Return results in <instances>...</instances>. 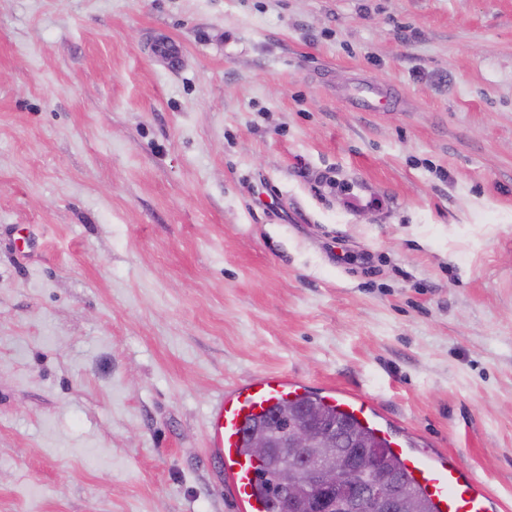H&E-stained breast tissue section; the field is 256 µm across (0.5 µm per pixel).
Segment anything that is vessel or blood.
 Listing matches in <instances>:
<instances>
[{
	"instance_id": "b4317fda",
	"label": "vessel or blood",
	"mask_w": 512,
	"mask_h": 512,
	"mask_svg": "<svg viewBox=\"0 0 512 512\" xmlns=\"http://www.w3.org/2000/svg\"><path fill=\"white\" fill-rule=\"evenodd\" d=\"M344 96L360 111L374 112L394 101L387 89L369 82L347 89ZM291 386L287 377L265 375L226 390L211 407L210 451L223 465L224 493L239 512H265L263 501L254 493L255 464L241 448L243 429L249 418L288 398ZM391 450L435 512H489L490 497L484 483L454 458L417 455L401 440L392 441Z\"/></svg>"
}]
</instances>
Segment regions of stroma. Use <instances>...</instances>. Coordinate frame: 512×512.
<instances>
[{
	"instance_id": "obj_1",
	"label": "stroma",
	"mask_w": 512,
	"mask_h": 512,
	"mask_svg": "<svg viewBox=\"0 0 512 512\" xmlns=\"http://www.w3.org/2000/svg\"><path fill=\"white\" fill-rule=\"evenodd\" d=\"M265 373L512 512V0H0V512H236ZM350 105L360 111H377L394 102L392 94L382 86L369 82L360 83L344 93Z\"/></svg>"
}]
</instances>
